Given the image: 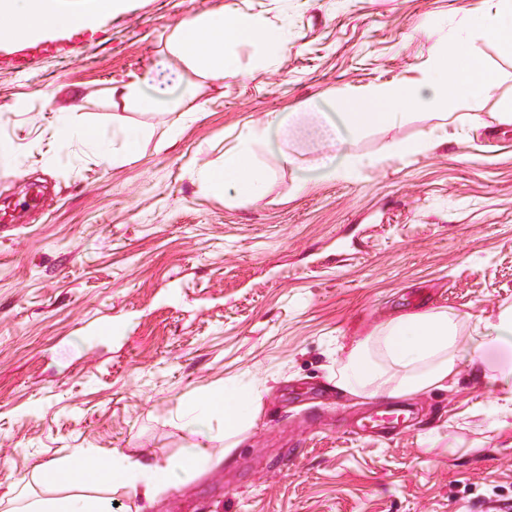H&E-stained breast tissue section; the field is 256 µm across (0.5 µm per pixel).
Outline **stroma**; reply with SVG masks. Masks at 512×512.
<instances>
[{"label":"stroma","mask_w":512,"mask_h":512,"mask_svg":"<svg viewBox=\"0 0 512 512\" xmlns=\"http://www.w3.org/2000/svg\"><path fill=\"white\" fill-rule=\"evenodd\" d=\"M495 0H124L88 46L30 69L0 68V204L38 181L46 193L0 222V495L37 464L76 448L163 463L196 448L199 475L171 485L151 512H488L512 499V402L468 369L406 398L394 431L358 422L390 406L337 390L353 336L391 317L448 308L470 338L512 307V61L463 18ZM227 9L287 32L260 64L234 49L242 77L174 88V112L114 107V83L175 77L171 29ZM466 38L503 73L480 103L485 125L437 128L410 115L360 132L354 150L433 139L348 179L291 191L275 168L268 195L225 201L195 180L245 123L352 89L414 77L435 26ZM198 107L196 120L182 113ZM104 134L153 128L125 165L59 137V119ZM176 132L173 144L155 141ZM257 383L251 426L235 448L223 423L182 413L225 382Z\"/></svg>","instance_id":"obj_1"}]
</instances>
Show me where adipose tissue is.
Returning <instances> with one entry per match:
<instances>
[{"mask_svg":"<svg viewBox=\"0 0 512 512\" xmlns=\"http://www.w3.org/2000/svg\"><path fill=\"white\" fill-rule=\"evenodd\" d=\"M121 7V0H89L87 8L68 11L63 0H0V42L37 39L66 21L87 26L100 13ZM469 24L512 57V0H498L494 11L472 15ZM255 42H270L283 49L288 46L286 38L269 30L259 18L221 9L174 27L165 49L181 71L220 83L241 74L230 46ZM427 52L418 76L348 92L336 111L271 112L244 124L225 148L222 163L200 168L198 179L234 203L251 204L266 197L273 181L272 172L258 163L255 154L257 146L269 142L275 143L276 158L283 168L297 166L295 146L309 147L315 154L313 169L322 179L334 181L378 164V157L360 156L352 150L362 128L398 125L407 111L444 120L462 109L469 125L483 127L477 105L497 91L500 74L466 42L445 32L438 34ZM58 132L90 146L116 166L136 159L152 137L145 127L129 125L107 142L95 126L67 120L61 122ZM460 325V316L445 308L391 318L348 351L336 373L337 389L355 396L403 398L444 386L458 375L465 359L472 377L490 380L512 394V364H504L492 376L486 375L482 365L489 349H512V309L479 320L477 340L465 357L460 354ZM257 395L255 387L230 383L196 400L184 419L195 424L221 415L224 438L232 442L250 424ZM204 455L199 448L158 464L133 459L116 449L100 456L79 448L66 460L40 464L30 476L21 478L7 512H112L110 492L115 487L124 488L147 510L163 489L195 475ZM62 472L82 475L86 490L50 498L37 493V486L55 484Z\"/></svg>","mask_w":512,"mask_h":512,"instance_id":"ef3b65f1","label":"adipose tissue"}]
</instances>
